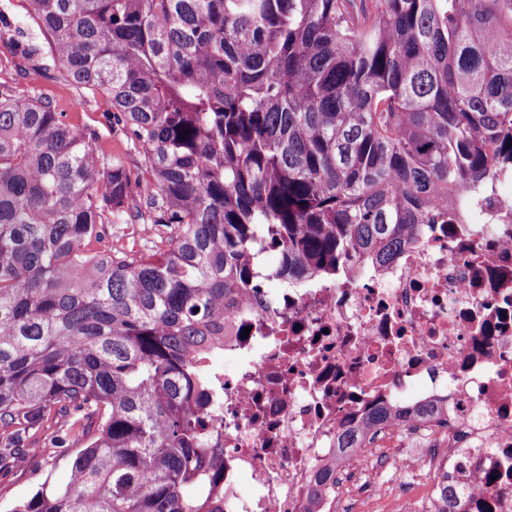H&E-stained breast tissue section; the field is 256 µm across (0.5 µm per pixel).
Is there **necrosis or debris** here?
I'll list each match as a JSON object with an SVG mask.
<instances>
[{
	"mask_svg": "<svg viewBox=\"0 0 512 512\" xmlns=\"http://www.w3.org/2000/svg\"><path fill=\"white\" fill-rule=\"evenodd\" d=\"M511 178L491 172L462 223L416 226L386 263L232 312L238 364L211 428L224 512H306L325 468L322 512H358L385 487L399 512H431L445 480L462 512H512ZM380 406L394 419L356 449L363 467H337L340 433Z\"/></svg>",
	"mask_w": 512,
	"mask_h": 512,
	"instance_id": "obj_1",
	"label": "necrosis or debris"
}]
</instances>
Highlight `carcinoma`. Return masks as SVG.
<instances>
[{
  "instance_id": "cac0c4a2",
  "label": "carcinoma",
  "mask_w": 512,
  "mask_h": 512,
  "mask_svg": "<svg viewBox=\"0 0 512 512\" xmlns=\"http://www.w3.org/2000/svg\"><path fill=\"white\" fill-rule=\"evenodd\" d=\"M26 2L140 164L36 88L0 89V466L58 416L81 443L66 484L44 459L9 512H224L207 413L226 314L391 259L512 169V0ZM114 224L174 233L90 249Z\"/></svg>"
}]
</instances>
